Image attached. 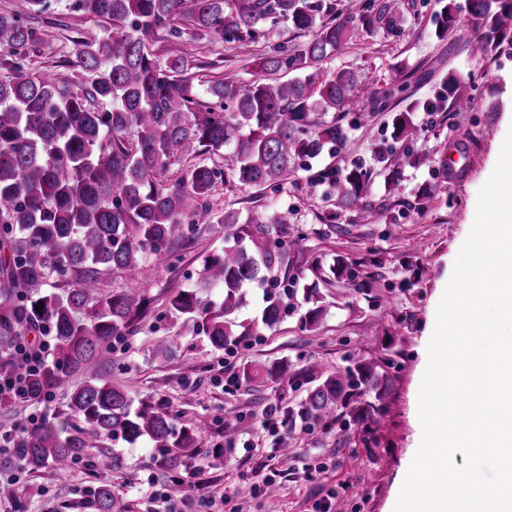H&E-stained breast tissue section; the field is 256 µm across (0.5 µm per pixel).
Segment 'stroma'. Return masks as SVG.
<instances>
[{
    "label": "stroma",
    "mask_w": 512,
    "mask_h": 512,
    "mask_svg": "<svg viewBox=\"0 0 512 512\" xmlns=\"http://www.w3.org/2000/svg\"><path fill=\"white\" fill-rule=\"evenodd\" d=\"M74 0H51L50 8L35 19L40 40L31 56L39 75L61 71L76 58L78 36L101 31L99 21L76 12ZM459 28L455 36L436 34L441 0H402V28L398 37L382 29L356 28L347 47L319 66V75L331 78L342 70L354 71L363 90L342 112H314L310 132L324 125H343L348 139L326 145L313 158L297 160L282 181L243 187L233 180L218 182L207 203L210 219L184 222L169 243V265L147 280L137 272L105 276L101 286L119 292L140 284L149 305L133 336L104 351L98 366L103 374L118 373L133 406L162 405L176 413L179 424L194 429L197 448L186 459V471L205 464L202 483L195 489L200 512H313L330 495L345 499L347 512H393L413 454L421 440L418 392L427 365V347L435 325L440 292L450 280L454 261L474 222L479 189L491 176L502 143L512 129V47L493 56H476L469 41L480 34L467 0H456ZM313 31L281 23L262 28L250 53L227 43L197 40L192 30L179 36L157 32L150 48L159 59L177 54L194 63L190 80L193 94L211 105L207 88L213 77L235 82L260 78L252 57L281 45L304 48ZM455 74L468 111L451 102H438L439 87ZM406 82L417 103L391 98L388 109L374 111L373 93ZM440 103L438 112L427 106ZM409 111L414 132L399 139L391 123L393 113ZM385 161H378L379 149ZM464 153L471 162L458 172L448 169L449 157ZM413 156L406 164L404 156ZM361 166L365 172V201L373 211L364 219L336 193L327 171ZM433 193L436 202L426 205ZM288 211L290 228L301 229L307 267H291L294 292L282 321L274 328L260 326L265 290L253 283L244 290L245 301L236 320L257 327L233 351L215 350L204 334L184 326L168 313L169 292L201 288L205 257L224 247V212L241 216H268ZM347 264L357 277L349 279L337 267ZM323 315L317 330L301 328L300 317L310 302ZM371 345H363L365 336ZM171 341L168 353L155 350L158 338ZM295 362L321 361L328 369H342L351 360L378 362L392 379V391L383 405L381 426L375 430L336 422L289 439L284 429L264 421L267 405L279 398L300 401L303 389L289 388L279 395L272 388H251L236 376L250 361L279 358ZM234 387H227V380ZM81 376L66 378L50 401L0 404V428H10L28 416L38 425L57 423L56 413ZM241 416L234 432L224 428V412ZM291 444L295 456L282 460L279 449ZM114 465L97 466L100 455ZM278 472L280 486L269 496L251 497L250 483L258 465ZM25 493L0 500V512H97L93 489L111 485L122 512H166L167 505L154 489L144 485L147 475L165 484L168 475L158 464L148 438L129 443L104 440L89 458L64 473L53 467L34 471L24 462L8 469Z\"/></svg>",
    "instance_id": "35a3bbf8"
}]
</instances>
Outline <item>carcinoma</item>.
I'll return each instance as SVG.
<instances>
[{"instance_id":"obj_1","label":"carcinoma","mask_w":512,"mask_h":512,"mask_svg":"<svg viewBox=\"0 0 512 512\" xmlns=\"http://www.w3.org/2000/svg\"><path fill=\"white\" fill-rule=\"evenodd\" d=\"M324 0H75L84 15L110 21L113 28L75 41L70 68L44 80L29 67L39 41L38 29L23 22L46 9V0H17L14 12L0 14V353L16 339L46 330L57 356L31 377L34 398L60 387L80 373L83 383L60 413L63 427L31 430L0 455V467L23 459L34 469H65L105 438L133 442L147 437L170 474V491L180 494L178 474L196 434L177 426L167 409L144 404L132 409L122 382L97 370L99 356L112 341L130 335L146 310L142 292L127 288L104 293L102 276L118 270L149 271L166 264L169 242L186 218H208L206 198L223 173L192 165L163 184L171 167L193 146L220 150L233 146V180L246 187L275 183L288 175L298 158L315 157L327 143L341 142L336 125L313 135V112L343 111L358 92L352 71L321 79L319 62L352 38L344 22L316 25ZM483 32L471 43L476 55H492L512 42V0H469ZM438 36L457 32L454 0L442 7ZM285 20L300 30L318 27L301 50L279 46L254 58L267 75L297 72L284 81L261 79L245 84L222 79L209 85L215 103L200 110L189 90L193 63L176 55L159 61L149 39L159 30L190 27L206 40L232 43L248 51L258 29ZM396 0H382L360 17L365 28L400 33ZM440 97L454 107L465 101L454 73L441 85ZM414 106L393 117L394 133L407 136ZM338 193L351 208L363 204L365 173L354 166L330 171ZM223 253L204 261L203 280L220 285L215 304L194 290L169 297V313L207 336L212 347L230 349L251 328L235 330L233 315L250 283L269 284L261 322L274 326L287 311L278 274L288 262L304 261V236L288 237V213L270 219L224 214ZM55 277L67 283L59 292L43 286ZM43 304L40 310L37 304ZM239 378L248 385L305 388L301 401H279L276 414L293 432L328 428L337 412L349 425L365 430L379 423L380 404L390 378L372 361L358 360L331 371L317 360L303 364L281 358L246 364ZM99 512H121L112 488H96Z\"/></svg>"}]
</instances>
